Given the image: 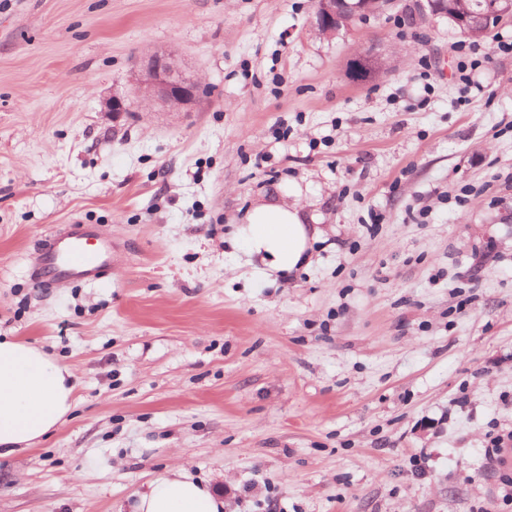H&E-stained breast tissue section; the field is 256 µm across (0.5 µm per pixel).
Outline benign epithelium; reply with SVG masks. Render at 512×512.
<instances>
[{
	"label": "benign epithelium",
	"mask_w": 512,
	"mask_h": 512,
	"mask_svg": "<svg viewBox=\"0 0 512 512\" xmlns=\"http://www.w3.org/2000/svg\"><path fill=\"white\" fill-rule=\"evenodd\" d=\"M393 0H317L311 23L321 28L331 29L340 12L350 10L356 15L376 14L385 10ZM499 21L512 19V5H503L501 0H486L485 8L478 20L492 18ZM134 100L114 96L104 101V109L112 114V122L117 124L129 112L134 103L145 101L149 105L159 104L174 112H190L201 94L197 76L186 73L177 62L164 55L151 54L140 59L137 64Z\"/></svg>",
	"instance_id": "1"
}]
</instances>
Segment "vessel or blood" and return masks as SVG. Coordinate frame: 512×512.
Masks as SVG:
<instances>
[{"label": "vessel or blood", "instance_id": "vessel-or-blood-1", "mask_svg": "<svg viewBox=\"0 0 512 512\" xmlns=\"http://www.w3.org/2000/svg\"><path fill=\"white\" fill-rule=\"evenodd\" d=\"M33 262L46 281H96L112 272V241L95 227L74 224L51 238Z\"/></svg>", "mask_w": 512, "mask_h": 512}]
</instances>
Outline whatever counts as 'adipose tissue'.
I'll list each match as a JSON object with an SVG mask.
<instances>
[{
    "instance_id": "ef3b65f1",
    "label": "adipose tissue",
    "mask_w": 512,
    "mask_h": 512,
    "mask_svg": "<svg viewBox=\"0 0 512 512\" xmlns=\"http://www.w3.org/2000/svg\"><path fill=\"white\" fill-rule=\"evenodd\" d=\"M319 233L301 206L274 199L257 205L238 231L266 271L289 274L310 262ZM70 370L40 347L0 340V451L29 447L62 425L74 406ZM223 500L183 474L162 475L139 494L136 512H222Z\"/></svg>"
}]
</instances>
